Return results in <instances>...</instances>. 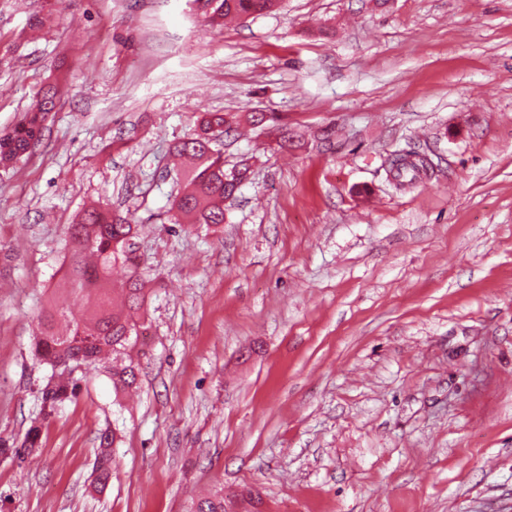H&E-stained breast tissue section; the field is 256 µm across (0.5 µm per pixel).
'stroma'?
Segmentation results:
<instances>
[{"mask_svg":"<svg viewBox=\"0 0 512 512\" xmlns=\"http://www.w3.org/2000/svg\"><path fill=\"white\" fill-rule=\"evenodd\" d=\"M0 0V133L50 82L0 171V512H512V0H282L209 26L187 0ZM203 112H273L220 139L249 167L223 224L174 228L170 148ZM334 129L331 144L322 130ZM441 157L399 192L407 142ZM137 224L136 390L102 372L51 416L31 342L66 228ZM114 469L96 481L101 430ZM57 89L49 87L17 122L12 131L0 136V166L9 168L37 144L48 115L55 109ZM41 437V423L34 421L29 429L26 431L24 440L21 443V448H14L12 445L7 446L6 444L0 445L1 454H13L18 459H24L25 455H28L32 448H37Z\"/></svg>","mask_w":512,"mask_h":512,"instance_id":"obj_1","label":"stroma"}]
</instances>
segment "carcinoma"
Here are the masks:
<instances>
[{
    "label": "carcinoma",
    "instance_id": "cac0c4a2",
    "mask_svg": "<svg viewBox=\"0 0 512 512\" xmlns=\"http://www.w3.org/2000/svg\"><path fill=\"white\" fill-rule=\"evenodd\" d=\"M280 0H191L192 8L212 24L222 25L228 17H249L273 11ZM57 0H42L39 10L29 22L43 27L53 20ZM57 89L50 87L17 122L12 131L0 136V167L6 169L37 144L48 115L55 109ZM246 121L255 127L273 123L278 117L271 113L252 112L245 117L231 113L207 112L197 118V132L174 143L171 153L187 159L190 166L183 171L185 187L173 207L187 224L208 227L224 223V200L234 197L248 178L244 167L234 176L224 171V158L212 149L217 138L227 135L232 127ZM437 166L430 149L409 143L393 150L386 160L387 180L396 190L435 176ZM71 248L66 256L64 274L67 294L52 298L39 316L38 333L33 337L34 356L38 363L52 368V374L40 390L44 408L77 398L81 381L88 370L111 360L108 373L115 393H122L137 384L139 367L125 360L139 338L140 325L135 320L144 304L146 281L138 265L125 254L129 240L136 235L131 218L112 211L105 205L85 208L75 223L67 228ZM120 264L128 276L120 286L112 284L111 268ZM87 301L80 318L73 317L77 302ZM41 423L35 421L26 431L21 447L5 444L1 454L18 459L38 447ZM115 432L108 429L99 435V451L95 471L99 483L112 477V447ZM188 512H226L224 491H219L190 506Z\"/></svg>",
    "mask_w": 512,
    "mask_h": 512
}]
</instances>
